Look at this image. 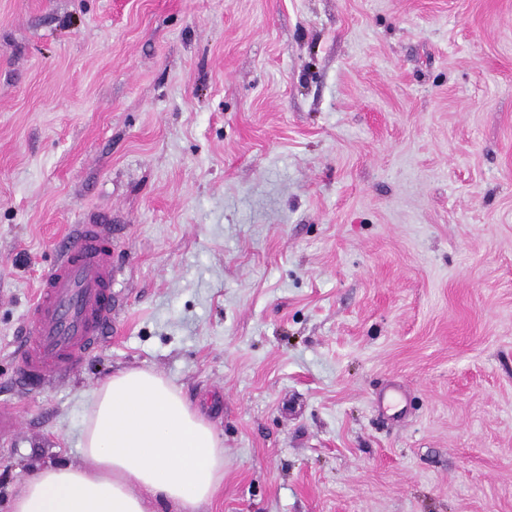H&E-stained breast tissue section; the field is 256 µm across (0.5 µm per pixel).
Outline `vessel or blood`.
<instances>
[{
	"label": "vessel or blood",
	"mask_w": 512,
	"mask_h": 512,
	"mask_svg": "<svg viewBox=\"0 0 512 512\" xmlns=\"http://www.w3.org/2000/svg\"><path fill=\"white\" fill-rule=\"evenodd\" d=\"M112 303V227L74 225L28 310L16 351L22 387L74 372L111 332Z\"/></svg>",
	"instance_id": "vessel-or-blood-1"
}]
</instances>
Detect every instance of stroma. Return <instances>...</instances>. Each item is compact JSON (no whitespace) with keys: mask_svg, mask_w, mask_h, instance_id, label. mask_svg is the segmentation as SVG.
I'll return each instance as SVG.
<instances>
[{"mask_svg":"<svg viewBox=\"0 0 512 512\" xmlns=\"http://www.w3.org/2000/svg\"><path fill=\"white\" fill-rule=\"evenodd\" d=\"M99 216L117 327L23 389ZM130 367L223 437L206 512H512V0H0V512Z\"/></svg>","mask_w":512,"mask_h":512,"instance_id":"1","label":"stroma"}]
</instances>
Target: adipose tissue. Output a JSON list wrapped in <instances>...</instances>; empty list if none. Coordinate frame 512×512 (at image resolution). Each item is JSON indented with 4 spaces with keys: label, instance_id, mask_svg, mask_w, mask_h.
Returning a JSON list of instances; mask_svg holds the SVG:
<instances>
[{
    "label": "adipose tissue",
    "instance_id": "ef3b65f1",
    "mask_svg": "<svg viewBox=\"0 0 512 512\" xmlns=\"http://www.w3.org/2000/svg\"><path fill=\"white\" fill-rule=\"evenodd\" d=\"M82 463L36 469L8 490V512H204L224 485V443L181 391L127 368L86 394Z\"/></svg>",
    "mask_w": 512,
    "mask_h": 512
}]
</instances>
